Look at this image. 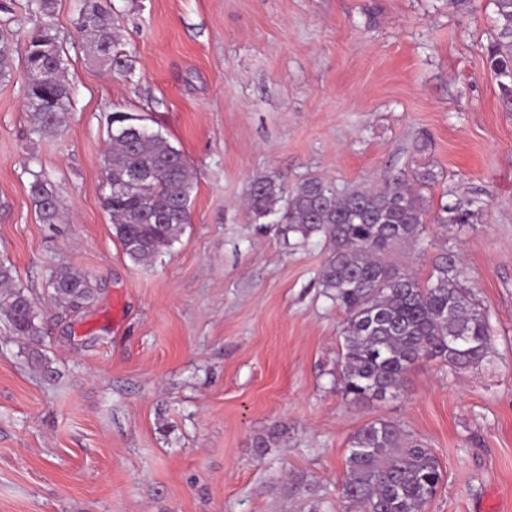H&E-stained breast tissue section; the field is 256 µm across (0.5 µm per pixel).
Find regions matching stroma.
<instances>
[{
  "mask_svg": "<svg viewBox=\"0 0 512 512\" xmlns=\"http://www.w3.org/2000/svg\"><path fill=\"white\" fill-rule=\"evenodd\" d=\"M132 70L95 65L60 0L72 111L31 134L21 76L0 82V263L43 298L62 266L92 276L83 313L42 309L45 378L0 316V512H328L349 440L385 419L421 438L442 481L424 512H512V110L486 47L494 0H100ZM143 115L190 162L192 222L135 264L102 206L107 120ZM430 168L427 225L395 259L427 279L460 254L492 351L457 372L421 361L404 392L353 404L345 315L323 293V238L254 224L252 181L337 189ZM58 186L41 223L31 171ZM267 447H260V440Z\"/></svg>",
  "mask_w": 512,
  "mask_h": 512,
  "instance_id": "stroma-1",
  "label": "stroma"
}]
</instances>
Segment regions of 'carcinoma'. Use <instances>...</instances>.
<instances>
[{"instance_id": "1", "label": "carcinoma", "mask_w": 512, "mask_h": 512, "mask_svg": "<svg viewBox=\"0 0 512 512\" xmlns=\"http://www.w3.org/2000/svg\"><path fill=\"white\" fill-rule=\"evenodd\" d=\"M497 33L488 48L502 101L512 108V0H494ZM57 0H29L31 27L23 78L33 132L49 135L63 127L72 111V91L62 78V47L52 34ZM78 25L95 60L114 74L130 71L119 50L112 15L97 0H83ZM144 117L110 114L108 149L103 158V207L112 234L135 264L156 258L191 223L194 189L184 154L157 132L143 130ZM143 179L129 184V175ZM29 193L44 224L61 219L59 190L41 171L30 172ZM435 180L416 168L378 187L339 191L308 177L291 188L271 178L253 181L248 210L256 224L276 217L306 241L321 233L328 244L319 280L326 296L345 314L339 377L352 403L381 401L406 387L423 359L438 358L456 371L481 363L491 343L486 309L466 286L459 256L441 254L426 282L391 259L393 250L420 239L427 224H471L472 201L456 199L429 214L423 189ZM119 189H114V186ZM97 293L90 277L70 268L53 271L48 296L74 316ZM0 312L12 333L28 343L27 359L43 376L54 370L40 346L44 327L37 299L15 284L12 267L0 264ZM468 343L448 349V338ZM442 481L432 449L394 422L375 419L350 438L342 500L356 512H424Z\"/></svg>"}]
</instances>
